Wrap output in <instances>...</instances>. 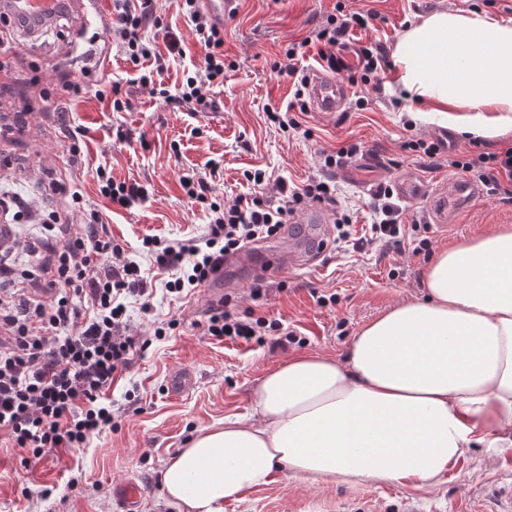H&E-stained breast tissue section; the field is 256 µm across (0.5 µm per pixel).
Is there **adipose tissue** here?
<instances>
[{"label": "adipose tissue", "mask_w": 512, "mask_h": 512, "mask_svg": "<svg viewBox=\"0 0 512 512\" xmlns=\"http://www.w3.org/2000/svg\"><path fill=\"white\" fill-rule=\"evenodd\" d=\"M386 88L415 119L494 138L512 131V19L440 11L409 26ZM427 297L363 325L349 352L290 357L253 390L256 417L198 431L167 460L177 512H224L288 469L346 485L434 488L469 451L512 448V226L440 251Z\"/></svg>", "instance_id": "adipose-tissue-1"}]
</instances>
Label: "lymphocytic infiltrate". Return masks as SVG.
I'll return each mask as SVG.
<instances>
[{"label":"lymphocytic infiltrate","instance_id":"lymphocytic-infiltrate-1","mask_svg":"<svg viewBox=\"0 0 512 512\" xmlns=\"http://www.w3.org/2000/svg\"><path fill=\"white\" fill-rule=\"evenodd\" d=\"M180 8L203 56L184 70L174 90L163 89L159 95L164 104L208 112L214 107L210 88L224 76V29L201 9L199 0H181ZM336 9L315 35L321 45L318 55L327 62L334 60L352 28H367L373 18L369 11H346L343 0ZM106 29L118 51L135 63L151 58L161 66L168 58L187 55L180 31L163 24L153 0H112ZM448 166L458 177L477 180L490 195L512 202V147L494 155L452 158ZM245 179L252 192L220 204L212 201L206 177L180 176L189 202L208 205L209 225L204 236L181 243L143 239V248L168 275L167 292L181 299L191 296L223 268L226 257L277 236L309 203L333 209L337 247L354 241L353 219L337 209L336 188L329 180L313 177L293 187L281 178L270 197L264 191V170L247 172ZM393 197L391 185L377 186L372 194L375 219L356 240L359 245H397L408 237ZM0 206L13 209L15 220H39L46 238L55 243L38 267L39 295L15 292L0 298V437L20 454L38 460L61 448L85 447L91 437L111 426L107 391L133 355L164 339L179 322H164L150 337L134 330L126 302L135 300L148 315L153 311L152 294L132 250L106 235L98 211H90L88 220L77 224L56 211L34 216L16 198H1ZM203 333L219 340L259 343L269 336L289 343L297 340L280 320L251 310L240 316L220 307L212 309Z\"/></svg>","mask_w":512,"mask_h":512}]
</instances>
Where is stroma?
I'll return each mask as SVG.
<instances>
[{
    "label": "stroma",
    "instance_id": "obj_1",
    "mask_svg": "<svg viewBox=\"0 0 512 512\" xmlns=\"http://www.w3.org/2000/svg\"><path fill=\"white\" fill-rule=\"evenodd\" d=\"M337 0H237L224 20L223 83L214 86V108L192 112L162 104L160 89H173L182 71L199 62L202 49L191 23L176 0H155L156 11L177 27L187 56L157 70L154 61L132 64L111 47L102 22L109 19L112 0H98L99 15L77 24L62 16L39 36H29L14 21L0 17L11 63L0 72V187L39 209L59 207L51 191L54 179L66 174L64 155L68 130H76L83 172L80 191L85 210H97L117 243L138 251V260L153 290V315H143L130 303V318L139 332L152 335L156 323L177 319L173 336L156 342L128 369L109 392L114 404L111 431L94 438L77 452H53L42 461L24 465L14 448L0 443V512H117L115 485L132 481L143 490L140 512H173L162 501L164 463L185 448L200 428L232 417H254L252 394L270 370L298 352L344 355L355 333L391 306L422 298V257L411 243L401 248L380 245L357 251L327 249L313 265L293 267L297 244L279 238L278 253L290 271L286 288L255 301L239 292L234 281L224 291L236 298L239 310L279 319L304 337L303 346L258 344L203 335L216 301L203 289L184 300L166 293V273L141 254L142 240L154 236L177 242L202 236L207 218L200 205L187 203L179 185L182 174H207L208 161L219 162L212 181L214 201L224 203L248 193L244 171L261 168L271 179L302 185L322 174L336 184L338 200L348 209L355 228L371 223L370 194L382 182L402 173H418L426 186L453 181L449 157L475 153L498 154L512 146V134L496 139L471 137L447 124L411 120L386 94L350 89L367 95L366 109L350 107L328 114L299 115L301 131L284 133L271 124L266 108L292 100L291 77L273 71L287 64L289 44L306 42L297 68L321 69L317 44L310 38L334 14ZM347 9L374 11L371 29L354 31L362 45L381 44L392 51L399 35L419 18L437 11H487L512 19V0H344ZM91 68L82 93L63 96L61 105L31 99L33 80L52 85L60 72ZM149 85H141L140 76ZM131 100L129 110L113 111L99 91L112 83ZM444 138L436 162L424 161L403 149L404 141ZM357 143L360 154L346 165L320 167L321 151ZM106 167L114 179L137 181L148 190L146 202L125 210L100 196L95 171ZM404 223L421 220L417 238H430L440 249L464 237H476L498 224L512 225V203L486 195L449 216L433 221L429 200L402 205ZM192 372V387L179 395L169 388L180 371ZM138 400L128 403L127 391ZM50 497H42L44 488ZM224 512H512V450L501 454L488 448L469 451L449 473L447 482L431 489L395 483L356 487L327 480L308 483L288 471L251 492L246 500L227 501Z\"/></svg>",
    "mask_w": 512,
    "mask_h": 512
}]
</instances>
